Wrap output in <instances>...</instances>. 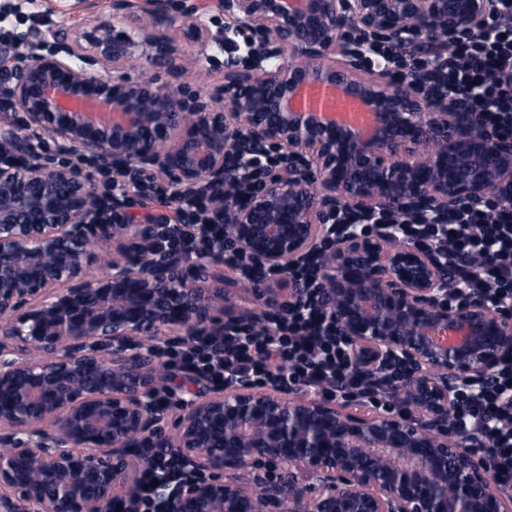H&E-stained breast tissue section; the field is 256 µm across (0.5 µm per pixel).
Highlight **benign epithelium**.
Here are the masks:
<instances>
[{
    "mask_svg": "<svg viewBox=\"0 0 512 512\" xmlns=\"http://www.w3.org/2000/svg\"><path fill=\"white\" fill-rule=\"evenodd\" d=\"M501 4L221 0L224 32L252 34L222 100L124 73L137 37L173 76L180 42L223 50L191 8L112 0L131 33L31 34L20 119L0 122V512H137L147 471L156 512H512L452 430L460 389L512 360V316L461 294L456 254L383 225L512 207V138L412 65ZM310 87L367 106L370 135ZM171 190L195 205L183 223L130 220L131 196ZM201 227L250 262L239 320L271 331L316 291L360 394L216 385L160 426L162 346L224 335L228 297L203 287L224 255L185 266L166 247ZM260 465L283 473L252 486Z\"/></svg>",
    "mask_w": 512,
    "mask_h": 512,
    "instance_id": "obj_1",
    "label": "benign epithelium"
}]
</instances>
